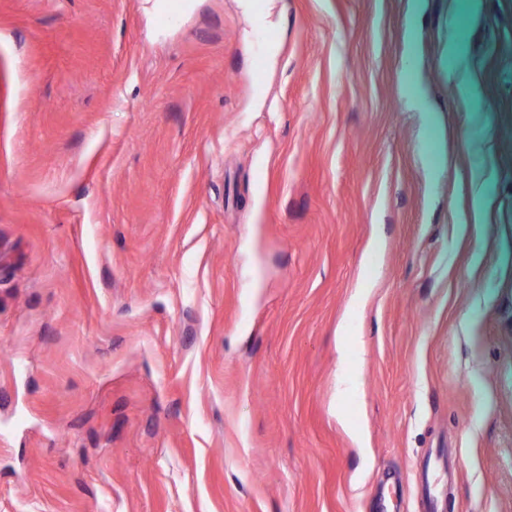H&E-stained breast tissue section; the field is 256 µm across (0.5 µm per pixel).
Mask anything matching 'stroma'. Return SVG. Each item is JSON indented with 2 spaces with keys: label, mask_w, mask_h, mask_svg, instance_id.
I'll return each mask as SVG.
<instances>
[{
  "label": "stroma",
  "mask_w": 512,
  "mask_h": 512,
  "mask_svg": "<svg viewBox=\"0 0 512 512\" xmlns=\"http://www.w3.org/2000/svg\"><path fill=\"white\" fill-rule=\"evenodd\" d=\"M508 134L512 0H0V512H512Z\"/></svg>",
  "instance_id": "obj_1"
}]
</instances>
